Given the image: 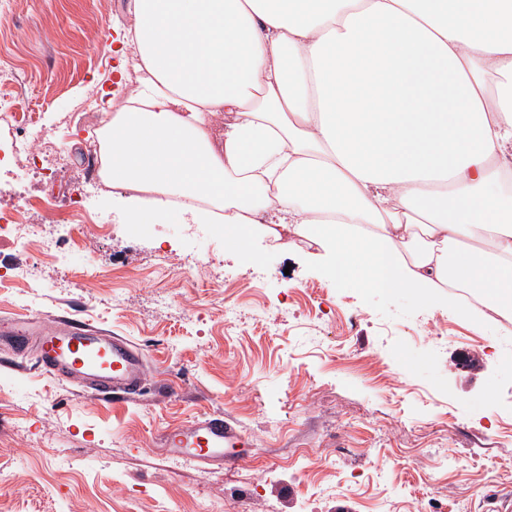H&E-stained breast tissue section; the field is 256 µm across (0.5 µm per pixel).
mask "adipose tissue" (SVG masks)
Wrapping results in <instances>:
<instances>
[{
	"label": "adipose tissue",
	"instance_id": "adipose-tissue-1",
	"mask_svg": "<svg viewBox=\"0 0 512 512\" xmlns=\"http://www.w3.org/2000/svg\"><path fill=\"white\" fill-rule=\"evenodd\" d=\"M103 134L130 221L293 230L336 278L512 317V0H133ZM224 130L213 135L216 116Z\"/></svg>",
	"mask_w": 512,
	"mask_h": 512
}]
</instances>
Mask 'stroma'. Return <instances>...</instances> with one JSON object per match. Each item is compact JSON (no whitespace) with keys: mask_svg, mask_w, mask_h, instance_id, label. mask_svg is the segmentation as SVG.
I'll use <instances>...</instances> for the list:
<instances>
[{"mask_svg":"<svg viewBox=\"0 0 512 512\" xmlns=\"http://www.w3.org/2000/svg\"><path fill=\"white\" fill-rule=\"evenodd\" d=\"M132 0H0V68L57 131L46 175L0 169L41 227L0 242V318L73 316L127 337L147 375L112 405L0 350V512H493L512 501V327L459 303L335 279L307 241L127 221L82 145ZM66 262H59L58 253ZM168 255L161 269L155 256ZM194 279L180 280V266ZM221 412L253 438L221 468L164 458L167 429Z\"/></svg>","mask_w":512,"mask_h":512,"instance_id":"stroma-1","label":"stroma"}]
</instances>
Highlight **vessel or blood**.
<instances>
[{"mask_svg": "<svg viewBox=\"0 0 512 512\" xmlns=\"http://www.w3.org/2000/svg\"><path fill=\"white\" fill-rule=\"evenodd\" d=\"M0 346L33 353L45 376L77 384L109 402L132 401L146 380L140 348L77 319L21 316L1 321ZM163 445L167 457L210 466L242 462L241 450L249 442L234 421L213 412L171 428Z\"/></svg>", "mask_w": 512, "mask_h": 512, "instance_id": "1", "label": "vessel or blood"}]
</instances>
